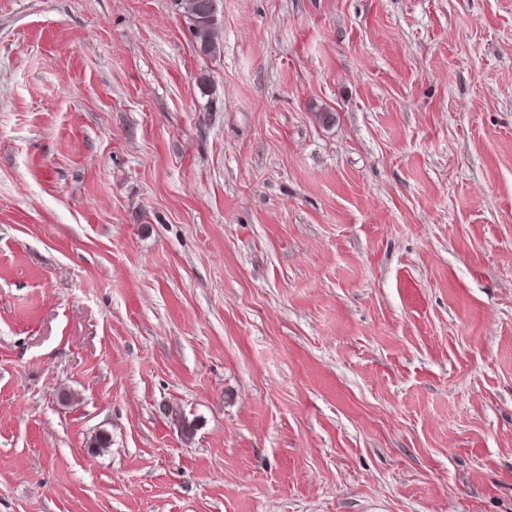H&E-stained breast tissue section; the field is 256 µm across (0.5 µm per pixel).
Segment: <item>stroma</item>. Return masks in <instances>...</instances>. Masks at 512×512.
<instances>
[{"mask_svg": "<svg viewBox=\"0 0 512 512\" xmlns=\"http://www.w3.org/2000/svg\"><path fill=\"white\" fill-rule=\"evenodd\" d=\"M217 11L0 0V512H512V0ZM210 0H185V16L194 42L200 53L211 55L216 51L220 32L217 12L212 14Z\"/></svg>", "mask_w": 512, "mask_h": 512, "instance_id": "stroma-1", "label": "stroma"}]
</instances>
